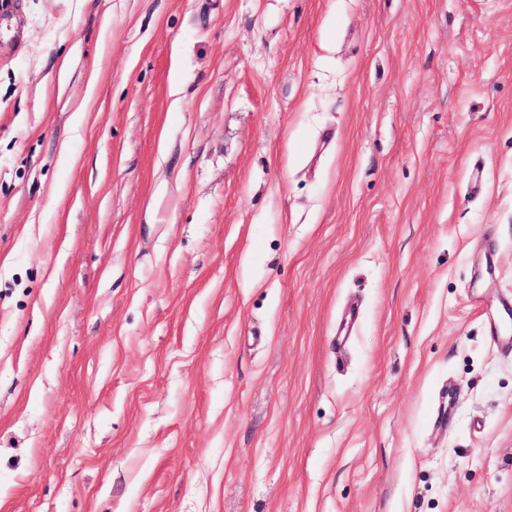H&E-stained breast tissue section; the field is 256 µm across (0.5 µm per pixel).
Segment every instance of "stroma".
<instances>
[{
  "label": "stroma",
  "instance_id": "35a3bbf8",
  "mask_svg": "<svg viewBox=\"0 0 512 512\" xmlns=\"http://www.w3.org/2000/svg\"><path fill=\"white\" fill-rule=\"evenodd\" d=\"M13 5L0 512H512V0Z\"/></svg>",
  "mask_w": 512,
  "mask_h": 512
}]
</instances>
